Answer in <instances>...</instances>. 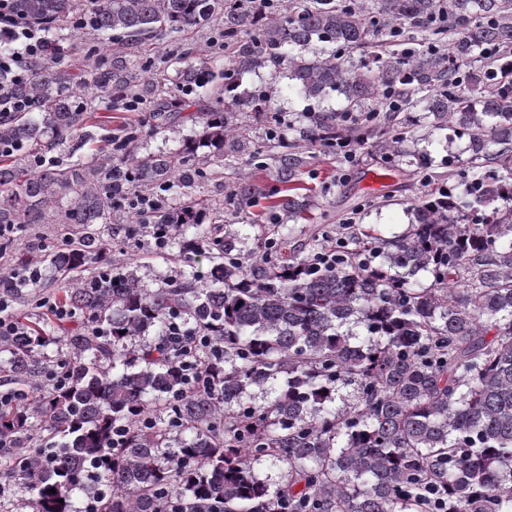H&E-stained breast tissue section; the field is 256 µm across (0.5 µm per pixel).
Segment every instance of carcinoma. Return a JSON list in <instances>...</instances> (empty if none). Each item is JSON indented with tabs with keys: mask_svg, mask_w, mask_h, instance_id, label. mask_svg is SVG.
Masks as SVG:
<instances>
[{
	"mask_svg": "<svg viewBox=\"0 0 512 512\" xmlns=\"http://www.w3.org/2000/svg\"><path fill=\"white\" fill-rule=\"evenodd\" d=\"M90 2L92 28L128 44L222 13L228 64L215 73L188 50L178 58V83L209 85L215 100L181 116L201 119L198 139L140 156L130 128L125 152L98 164L54 155L93 139L77 91L110 93L119 106L133 94L150 119L167 121L182 108L147 67L114 60L82 79L49 56L27 82L0 71L30 104L0 116V256L12 263L0 301L23 305L44 287L17 225H56L47 268L57 292L45 304L61 332L24 313L0 335V374L13 385L0 403V504L21 483L32 512H280L282 500L288 512H433L438 497L443 512H512V80L459 88L482 81L474 69L485 68L486 50L512 56V0H287L275 17L251 0ZM19 7L51 29L82 9L78 0ZM408 34L423 48H403ZM381 38L394 48L351 60ZM315 42L332 50L308 54ZM265 67L298 96L335 91L344 111L374 120L386 88L408 109L424 104L436 128L466 139L461 190L412 204L413 222L391 239L359 229V249L344 246L321 268L288 253L284 224L274 247L243 260L230 238L199 231L212 211L190 196L135 216L124 233L161 228L180 259L209 267L144 288L136 266L106 260L112 214L137 187L173 180L189 191L220 173L226 151L266 155L284 192L270 208L290 220L306 209L293 145L251 143L224 121L235 105L274 113L277 89L237 94L243 73ZM365 133L397 152L408 141L392 118ZM339 135L325 118L307 132L320 144ZM66 195L70 205L56 210ZM174 321L208 343L189 364L172 342ZM59 339L65 356L50 353ZM268 382L276 394L254 403ZM262 461L286 466L287 482L262 480Z\"/></svg>",
	"mask_w": 512,
	"mask_h": 512,
	"instance_id": "cac0c4a2",
	"label": "carcinoma"
}]
</instances>
